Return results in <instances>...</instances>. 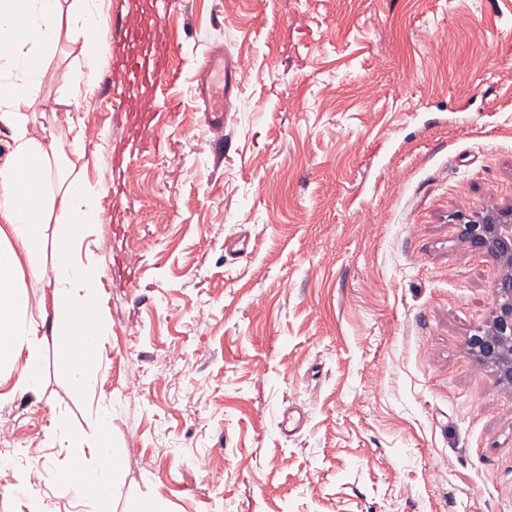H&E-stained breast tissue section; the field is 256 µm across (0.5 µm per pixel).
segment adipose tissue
I'll return each instance as SVG.
<instances>
[{
  "label": "adipose tissue",
  "instance_id": "adipose-tissue-1",
  "mask_svg": "<svg viewBox=\"0 0 512 512\" xmlns=\"http://www.w3.org/2000/svg\"><path fill=\"white\" fill-rule=\"evenodd\" d=\"M81 40L82 68L96 70L109 52L94 0H0V128L9 152L0 160V383L37 392L40 341L25 314L24 280H42L40 303L51 328L63 336L61 360L78 394L94 391L108 331L99 297L102 271L83 249L101 223V181L79 167L88 145L84 126L69 128L68 148L54 134H35L37 113L28 111L62 36ZM50 255L51 267L37 261ZM53 433L70 456L59 476L81 512H112L111 489L120 478L111 440L112 416L98 414L92 437L60 415ZM94 466H87V457Z\"/></svg>",
  "mask_w": 512,
  "mask_h": 512
}]
</instances>
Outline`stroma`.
<instances>
[{
    "instance_id": "obj_1",
    "label": "stroma",
    "mask_w": 512,
    "mask_h": 512,
    "mask_svg": "<svg viewBox=\"0 0 512 512\" xmlns=\"http://www.w3.org/2000/svg\"><path fill=\"white\" fill-rule=\"evenodd\" d=\"M164 34L150 146L122 141L109 63L60 105L69 39L31 106L57 137L84 124L107 186L89 242L109 336L82 400L27 279L42 371L0 402V512H72L50 416L86 431L100 408L113 512H512V387L466 347L500 268L457 220L512 206V0H176ZM215 47L241 62L224 121L196 91Z\"/></svg>"
}]
</instances>
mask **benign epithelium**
<instances>
[{"label": "benign epithelium", "mask_w": 512, "mask_h": 512, "mask_svg": "<svg viewBox=\"0 0 512 512\" xmlns=\"http://www.w3.org/2000/svg\"><path fill=\"white\" fill-rule=\"evenodd\" d=\"M465 239L494 256L503 272L494 292L497 306L486 328L469 337L467 351L491 366L499 383L512 386V207L460 218Z\"/></svg>", "instance_id": "7a95c632"}]
</instances>
